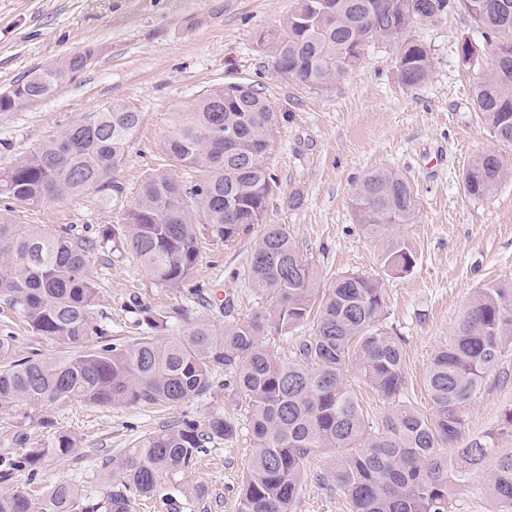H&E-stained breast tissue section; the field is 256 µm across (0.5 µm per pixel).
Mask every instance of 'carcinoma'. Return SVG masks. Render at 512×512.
<instances>
[{
    "mask_svg": "<svg viewBox=\"0 0 512 512\" xmlns=\"http://www.w3.org/2000/svg\"><path fill=\"white\" fill-rule=\"evenodd\" d=\"M401 0H298L279 29L262 39L280 77L313 89L336 83L360 63L372 43L399 47L402 84L425 82L432 69L427 48L406 38L417 20L400 15ZM436 21L454 8L467 13L493 46L492 62L475 88L474 110L490 134L512 145V0H420ZM94 55L91 48L65 55L0 92V112H14L51 96L75 79ZM141 114L112 102L71 124L34 155L0 169V197L26 206L80 198L112 189L111 175L127 161ZM278 126L269 100L252 84L215 86L188 109L172 114L160 144L173 166L202 175L185 184L170 168L141 180L118 234L99 238L68 227L49 232L20 224L0 209V300L19 310L32 331L68 349L60 360L16 358L13 333L0 329V410L29 406L49 438L23 455L0 453V470L33 466L46 455L67 456L76 439L54 431L51 410L67 403L91 406L178 405L209 393L213 372L224 370V388L245 408L253 452L239 498V512H295L311 457L336 453L334 486L353 512H450L452 489L496 453L512 433V412L495 432L444 456L464 428L463 410L486 375L512 350V289L489 283L463 311L453 338L433 356L426 374L430 409L399 404L372 427L356 387L384 400L406 387L402 339L384 326L386 288L381 278L351 273L336 277L318 296L319 272L282 224L266 223L276 181L266 166ZM512 174L496 153L468 165L465 192L491 196ZM239 207L228 210L224 200ZM363 235L383 243L382 262L395 275L410 271L415 256L394 236L416 218L409 183L392 171L366 176L354 193ZM257 224L265 231L249 261L253 287L270 297L259 316L233 319L216 331L200 322L188 334L162 341L168 317L136 302L152 332L129 345L90 347L98 331L92 310L98 288L90 256L115 240L160 285L188 281L203 238L230 242ZM312 322L299 343V359H277L267 336H284ZM233 422L213 415L183 420L151 432L113 460L118 475L99 503L104 512H131L128 492L152 498L169 476L191 469L209 444L234 437ZM487 494L501 512H512V454L498 458ZM82 490L58 482L46 499L0 491V512H78Z\"/></svg>",
    "mask_w": 512,
    "mask_h": 512,
    "instance_id": "cac0c4a2",
    "label": "carcinoma"
}]
</instances>
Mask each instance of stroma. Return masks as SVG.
Returning a JSON list of instances; mask_svg holds the SVG:
<instances>
[{"mask_svg": "<svg viewBox=\"0 0 512 512\" xmlns=\"http://www.w3.org/2000/svg\"><path fill=\"white\" fill-rule=\"evenodd\" d=\"M297 0H0V91L34 67L93 48L76 79L51 98L0 115V168L33 153L67 125L110 101L138 109L141 125L112 192L94 191L61 204L18 207L24 224L47 230L68 225L99 236L120 226L144 174L163 162L160 142L172 112L206 90L228 82L254 84L269 99L279 125L268 154L276 188L267 221L285 225L299 251L320 273V288L350 273L383 278L386 329L403 340L408 385L401 403L423 410L430 403L425 377L434 351L449 341L477 289L494 282L512 288V178L485 199L469 197L463 177L469 162L497 153L512 164V146L498 143L474 111L473 91L491 61L492 48L459 10L409 31L429 49L433 71L408 87L397 78V48L372 44L353 70L327 89L282 79L259 38L279 26ZM471 42L476 53L463 59ZM392 171L406 179L418 204L414 223L399 226L416 256L408 273L394 275L381 262L380 243L360 232L353 195L368 173ZM262 226L230 242L203 240L188 286L157 284L131 254L93 255L89 273L99 289L93 319L101 330L91 345L126 344L146 335L135 300L169 316L167 334L185 335L198 322L223 329L227 317L264 311L268 297L253 288L248 259ZM200 286L201 295L189 293ZM9 326L20 357L57 358L62 348L34 334L20 312L0 303V326ZM512 411V352L489 372L465 413L464 439L496 429ZM233 420L238 432L208 447L198 464L171 476L152 499L133 498L132 512H174L168 500L183 487L204 484L200 498L176 512H237L243 472L253 444L245 411L235 409L222 384L191 402L159 407L67 404L53 412L56 429L74 435V453L45 456L34 470L12 471L0 490L46 498L67 480L90 502L109 489L111 461L140 437L183 419L212 415ZM334 453L317 451L296 512H349L329 487ZM487 460L453 489V512H492Z\"/></svg>", "mask_w": 512, "mask_h": 512, "instance_id": "1", "label": "stroma"}]
</instances>
